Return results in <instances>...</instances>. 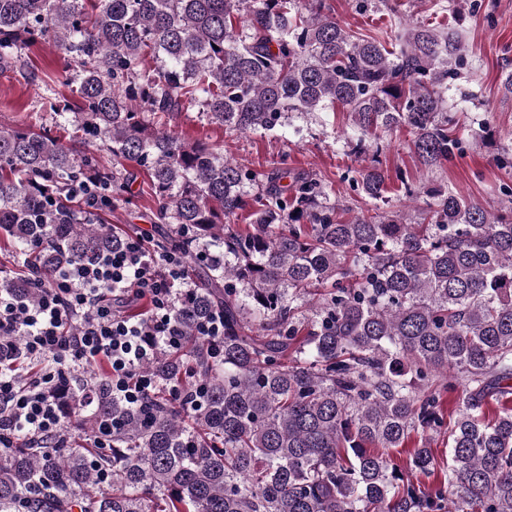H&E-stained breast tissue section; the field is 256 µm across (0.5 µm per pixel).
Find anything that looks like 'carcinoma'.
Returning <instances> with one entry per match:
<instances>
[{"mask_svg":"<svg viewBox=\"0 0 512 512\" xmlns=\"http://www.w3.org/2000/svg\"><path fill=\"white\" fill-rule=\"evenodd\" d=\"M39 39L76 66L73 101L54 107L72 139L0 126L12 256L35 255L47 278L118 246L110 225L78 219V187L110 198L131 166L198 271L173 317L181 348L146 366L166 388L130 406L102 376L91 403L61 385L84 437L0 449V512H512V406L486 420L512 395V206L432 187L417 224L403 212L341 221L319 180L249 169L150 120L191 105L246 134L340 106L354 151L404 126L420 165L440 167L462 145L444 98L458 31L409 22L389 50L350 34L329 0H0V73ZM357 183L365 203L384 201L380 166ZM243 209L241 229L230 219ZM0 291L39 298L7 272ZM217 309L213 342L197 324ZM458 387L450 425L442 405ZM415 431L450 440L427 490L413 473L435 469L429 442L407 468L385 453Z\"/></svg>","mask_w":512,"mask_h":512,"instance_id":"cac0c4a2","label":"carcinoma"}]
</instances>
